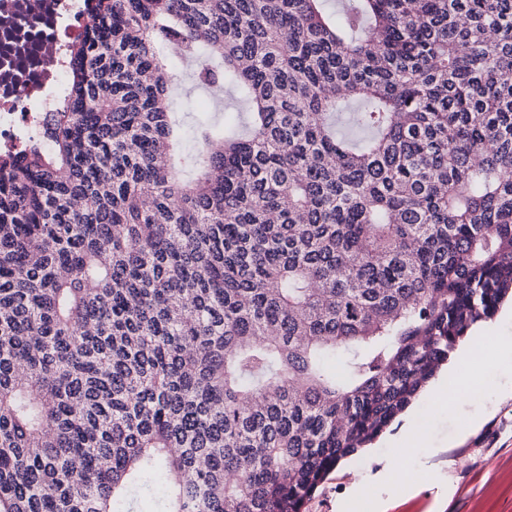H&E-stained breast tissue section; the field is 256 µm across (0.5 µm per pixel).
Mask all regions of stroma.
Here are the masks:
<instances>
[{"label": "stroma", "mask_w": 512, "mask_h": 512, "mask_svg": "<svg viewBox=\"0 0 512 512\" xmlns=\"http://www.w3.org/2000/svg\"><path fill=\"white\" fill-rule=\"evenodd\" d=\"M456 370L480 375L469 397L449 406L428 386L412 405L424 448L404 455L389 447L400 427L392 422L372 447L330 472L304 512H512V364L472 359ZM470 421L476 429L457 438ZM391 459L399 461L408 493L378 480ZM358 482L364 490L355 498Z\"/></svg>", "instance_id": "stroma-1"}]
</instances>
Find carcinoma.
Masks as SVG:
<instances>
[{
    "instance_id": "1",
    "label": "carcinoma",
    "mask_w": 512,
    "mask_h": 512,
    "mask_svg": "<svg viewBox=\"0 0 512 512\" xmlns=\"http://www.w3.org/2000/svg\"><path fill=\"white\" fill-rule=\"evenodd\" d=\"M89 13L0 157V512H302L512 297V0ZM189 68L179 69L177 72L178 83H180V90L177 89L176 93L180 97V91L183 94L191 96L193 99L192 106L197 111H202L207 107H216L217 101L212 99L209 92H203L197 89L191 78Z\"/></svg>"
}]
</instances>
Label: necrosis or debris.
I'll use <instances>...</instances> for the list:
<instances>
[{"label":"necrosis or debris","mask_w":512,"mask_h":512,"mask_svg":"<svg viewBox=\"0 0 512 512\" xmlns=\"http://www.w3.org/2000/svg\"><path fill=\"white\" fill-rule=\"evenodd\" d=\"M90 18L86 0H0V154L43 136L62 109L71 49Z\"/></svg>","instance_id":"1"}]
</instances>
